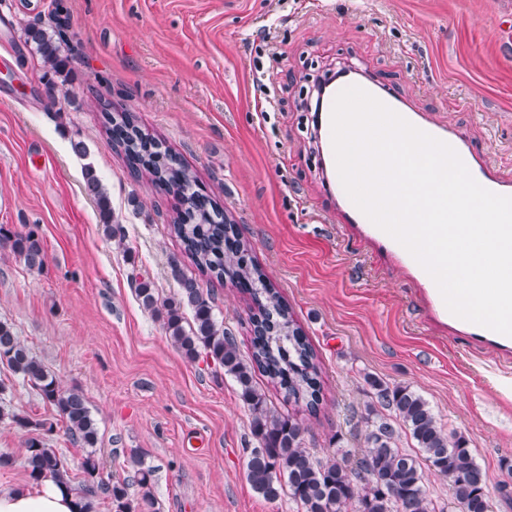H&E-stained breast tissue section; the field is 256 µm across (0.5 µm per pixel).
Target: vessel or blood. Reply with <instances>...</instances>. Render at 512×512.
I'll return each instance as SVG.
<instances>
[{"instance_id": "vessel-or-blood-1", "label": "vessel or blood", "mask_w": 512, "mask_h": 512, "mask_svg": "<svg viewBox=\"0 0 512 512\" xmlns=\"http://www.w3.org/2000/svg\"><path fill=\"white\" fill-rule=\"evenodd\" d=\"M405 118L418 129L454 148L472 177L480 185L494 193L512 196V181L503 178L498 173L493 160L489 156L473 152L460 132L434 124L413 112L406 113ZM344 207L347 223L359 225L366 238L374 245L399 257L403 264L414 272L426 289L427 301L435 322L448 325L451 329L484 342L497 349L503 356L512 355V336L500 334L453 315L447 309L433 279L403 246L373 224L352 201H345Z\"/></svg>"}]
</instances>
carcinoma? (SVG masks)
Returning <instances> with one entry per match:
<instances>
[{
    "label": "carcinoma",
    "instance_id": "1",
    "mask_svg": "<svg viewBox=\"0 0 512 512\" xmlns=\"http://www.w3.org/2000/svg\"><path fill=\"white\" fill-rule=\"evenodd\" d=\"M25 42L46 73H64L71 57L65 53L68 37L60 29L35 22L24 29ZM106 133L124 154L136 174L146 172L151 182L181 197L183 208L171 221L186 256L201 271L218 280L251 283L258 313L251 318L253 350L242 358L235 337L218 324L214 306L196 278L181 264H170L178 285L177 296L160 299L151 282L141 280L136 294L144 309L163 318V328L173 344L190 359L200 355L224 369L236 384L238 397L251 416V434L257 447L245 460L244 473L253 490L269 501L286 495L298 512H435L429 498L425 470L448 480V492L458 512H488L489 495L485 471L477 463L463 436L445 432L428 401L409 386L388 384L367 377L373 390L364 409L365 450L353 463L348 450L320 458L305 446V428L292 416L278 412L255 373L265 374L283 397L318 414L324 399L317 354L304 330L293 318L288 304L252 264H229L230 251H246L235 225L224 223V209L214 199L195 190L196 176L168 148L143 130L130 112H106ZM84 186L96 201L105 234L124 239L122 226L113 222L110 197L95 170L84 171ZM0 248L7 249L29 269H41L44 252L33 232H13L0 226ZM192 322L185 323V312ZM0 365L7 367L53 406L65 425L69 440L88 449L81 465L85 475L80 490V512H97L99 495L111 499L117 512H157L152 493L153 470L137 453L130 455L133 473L123 481L103 478L96 454L98 428L83 392L65 390L55 374L24 345L14 327L0 321ZM20 428L37 434L25 443L24 467L30 480H52L75 491L65 460L48 446L43 434L53 426L17 413H4ZM415 441L421 455L399 446L398 427ZM139 489V498L129 499V489Z\"/></svg>",
    "mask_w": 512,
    "mask_h": 512
}]
</instances>
